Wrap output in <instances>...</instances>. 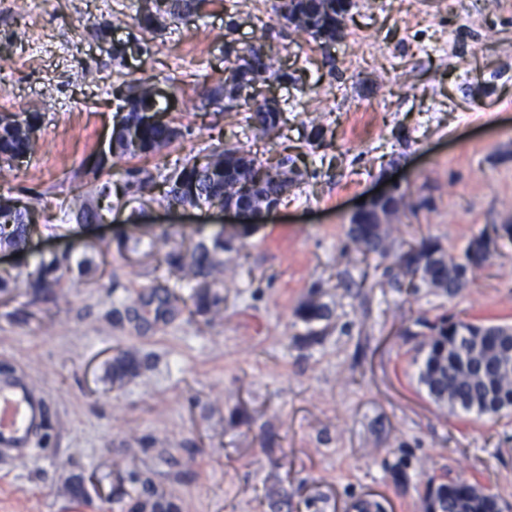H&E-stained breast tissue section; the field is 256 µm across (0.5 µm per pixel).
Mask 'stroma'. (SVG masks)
<instances>
[{
    "label": "stroma",
    "mask_w": 512,
    "mask_h": 512,
    "mask_svg": "<svg viewBox=\"0 0 512 512\" xmlns=\"http://www.w3.org/2000/svg\"><path fill=\"white\" fill-rule=\"evenodd\" d=\"M353 2L323 42L284 24L279 0L233 17L210 0L120 63L140 0H0V113L39 115V147L0 173V195L41 220L23 250H0V363L51 408L31 456L0 454V512H134L148 498L164 512H424L429 487L457 479L512 512V416L449 413L416 380L421 320L512 325V237L453 297L398 286L394 264L425 238L461 255L512 219V0ZM230 43L278 51L279 131L250 127L237 100L208 105ZM136 78L169 94L184 133L144 167L251 144L295 174L278 213L243 234L216 209L132 191L103 222L60 224L72 189L126 169L98 159L115 90ZM393 178L410 205L386 222L391 254H362L347 237L358 201ZM217 237L221 303L201 312L165 255ZM64 256L63 288L34 298L28 272ZM312 300L330 317L302 320ZM125 354L141 367L118 381Z\"/></svg>",
    "instance_id": "stroma-1"
}]
</instances>
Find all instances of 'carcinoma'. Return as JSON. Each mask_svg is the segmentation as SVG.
<instances>
[{
    "label": "carcinoma",
    "instance_id": "cac0c4a2",
    "mask_svg": "<svg viewBox=\"0 0 512 512\" xmlns=\"http://www.w3.org/2000/svg\"><path fill=\"white\" fill-rule=\"evenodd\" d=\"M201 0H153L152 12L139 18L141 28L156 32L154 16L177 17L196 10ZM353 0H288V22L315 40L331 41L341 29V20L349 14ZM242 56L226 68L224 85L212 91L209 102H218L229 86L242 96L245 122L264 134L276 131L283 123L284 108H269L250 93L252 83L270 79H284L278 55L271 52L259 63L257 70L244 71ZM126 114L121 131L115 137L114 156L119 159H144L167 147L178 137L171 124L152 125L143 122V113L159 109L155 99L154 84L140 79L133 85L131 96L124 100ZM37 114L19 121L14 119L0 124V171L12 168L19 156L32 155L36 148ZM281 172L275 166L259 162L245 146L230 148L219 153L214 160L203 165L188 161L165 174H153L144 167L125 170V178L115 186L127 192L133 188L153 191L151 201L164 207L189 204L210 207L215 202L238 201L234 195H224V185H235L262 179L256 190L258 196H279ZM109 184L99 187L91 196L79 192L65 198L59 204L64 224L99 223L104 219L102 201L108 197ZM406 206V194L395 190L391 196L370 201L351 219L347 236L362 253L386 257L390 251L388 233L382 218ZM35 209L17 206V199L0 196V242L13 247L21 246L36 229L32 220ZM224 249V242L215 240L208 245H194L190 256L178 251L165 255L169 266L181 273L182 278L194 284L196 306L208 311L222 302V298L209 291L208 277L216 266L215 255ZM491 256V241L480 234L472 239L456 257L445 252L441 245L430 239L410 247L396 257L397 266L410 278L424 270L425 277L418 286L439 288L448 296L457 295L468 283L467 274L484 268ZM60 266L54 259L41 263L28 274V285L37 297L48 296L56 288L63 287L62 277L53 276ZM327 305L310 302L299 315L305 321L328 317ZM427 329L421 343L423 357L417 367V381L427 397L438 406L460 410L478 419H498L512 411V365H502L499 350L500 333L509 329L503 324L464 321L441 316L433 321H421ZM140 362L132 356L113 361L112 377L122 379L135 374ZM442 512H493L497 497L475 485L457 480L437 489Z\"/></svg>",
    "mask_w": 512,
    "mask_h": 512
}]
</instances>
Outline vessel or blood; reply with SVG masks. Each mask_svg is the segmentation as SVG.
<instances>
[{"label": "vessel or blood", "instance_id": "b4317fda", "mask_svg": "<svg viewBox=\"0 0 512 512\" xmlns=\"http://www.w3.org/2000/svg\"><path fill=\"white\" fill-rule=\"evenodd\" d=\"M47 400L38 394L24 375L0 376V450L15 458L27 457L34 434L46 423Z\"/></svg>", "mask_w": 512, "mask_h": 512}]
</instances>
